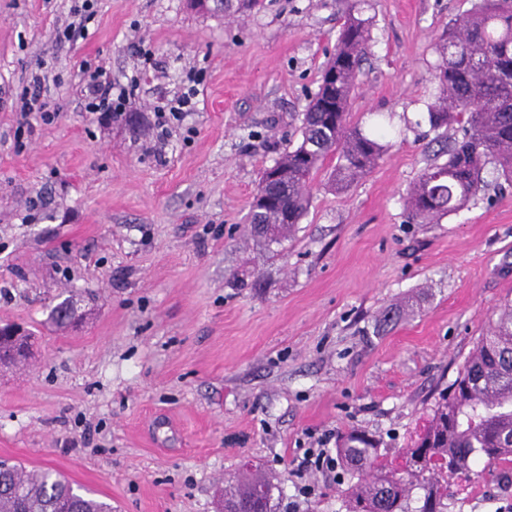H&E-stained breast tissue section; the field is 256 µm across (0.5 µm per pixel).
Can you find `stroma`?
<instances>
[{
	"instance_id": "stroma-1",
	"label": "stroma",
	"mask_w": 512,
	"mask_h": 512,
	"mask_svg": "<svg viewBox=\"0 0 512 512\" xmlns=\"http://www.w3.org/2000/svg\"><path fill=\"white\" fill-rule=\"evenodd\" d=\"M260 2L98 0L88 32L60 43L72 0H0V323L34 334L26 366L0 367V459L51 468L113 512H215L247 461L278 483L276 512H345L341 472L301 478L295 457L353 428L406 447L512 303L511 183L486 167L436 224L410 223L404 202L440 148L437 45L471 0H368L350 121L381 114L391 146L343 192L324 165L275 249L250 205L301 137L348 0ZM85 61L130 87L122 119L85 109ZM37 72L62 110L20 135L13 103ZM189 87L195 111L165 112ZM454 490L448 512H512L511 484Z\"/></svg>"
}]
</instances>
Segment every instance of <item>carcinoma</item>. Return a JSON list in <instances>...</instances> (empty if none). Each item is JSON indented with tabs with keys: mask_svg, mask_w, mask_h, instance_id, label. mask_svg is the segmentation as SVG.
Returning a JSON list of instances; mask_svg holds the SVG:
<instances>
[{
	"mask_svg": "<svg viewBox=\"0 0 512 512\" xmlns=\"http://www.w3.org/2000/svg\"><path fill=\"white\" fill-rule=\"evenodd\" d=\"M367 0H350L332 56L322 67L318 90L302 112L301 139L264 169L250 224L270 244H282L308 211L313 175L336 159L331 187L344 191L368 174L390 146L391 130L380 122L366 129L348 121L361 65L370 46ZM437 87L428 105L432 130L458 127L448 159L429 165L408 196L409 219L436 224L462 208L483 188L482 171L492 164L512 182V0H475L448 26L438 45ZM364 430L342 434L336 448L348 475L342 491L346 512H448V480L492 476L512 482V306L497 313L456 379L441 393L425 423L398 453ZM276 486L258 467H248L225 487L224 510L275 512ZM0 512H112V505L81 493L63 475L27 471L0 461Z\"/></svg>",
	"mask_w": 512,
	"mask_h": 512,
	"instance_id": "1",
	"label": "carcinoma"
}]
</instances>
